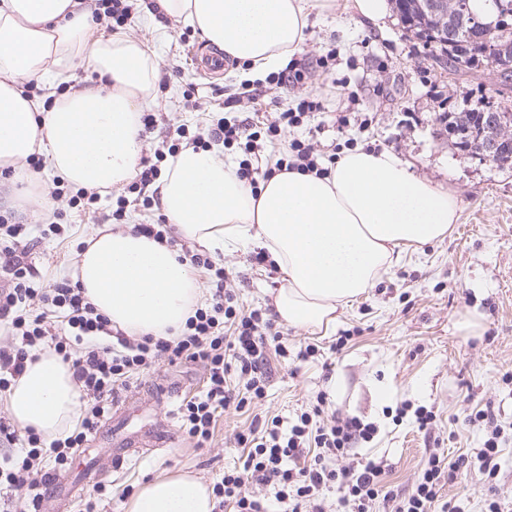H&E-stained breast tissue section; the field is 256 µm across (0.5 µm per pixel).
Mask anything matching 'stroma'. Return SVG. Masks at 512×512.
Masks as SVG:
<instances>
[{"label": "stroma", "mask_w": 512, "mask_h": 512, "mask_svg": "<svg viewBox=\"0 0 512 512\" xmlns=\"http://www.w3.org/2000/svg\"><path fill=\"white\" fill-rule=\"evenodd\" d=\"M345 2L328 0L312 12L306 45L292 65L310 69L327 59L326 79L352 97L346 124H335L326 112L312 113L292 136L262 149L258 164L274 166L287 155L294 137L311 143L324 162L356 147L388 149L407 162L414 177L455 192V224L443 238L407 248L398 265L381 273L334 326L288 328V358L267 355L266 398L255 410L224 413L210 447H195L177 414L183 399L203 391L201 366L162 364L134 381L124 396L147 400L146 411L107 416L78 460L52 470L78 487L79 495L66 507L46 496L40 512H126L129 496L164 473H189L213 485L224 469L241 463L245 451L236 436L251 428L254 415L294 420L321 390L337 416L377 426L375 441L357 444L355 453L384 461L386 481L395 491L409 492L429 454L438 450L449 461L465 460L472 472L442 490L456 512H486L491 492L502 512H512V163L483 162L461 151L439 119L452 107L512 104V80H503L490 63L464 74H445L430 48L404 28L398 15H391L384 29L374 30L344 11ZM124 31L151 46L162 82L148 106L156 121L141 133L140 154L149 159L167 149L178 126L204 134L224 117L271 120L322 91L317 80L276 90L263 78L246 83L235 75L201 77L189 50L207 45L203 33L192 25L148 16L141 8ZM189 88L201 102L200 110H184L182 94ZM250 88L263 89V96L249 99ZM54 187L47 168L36 184L23 177L0 183V211L29 225L34 245L26 261L38 270L46 289L72 280L80 246L103 227L107 208L103 202L94 210L71 205L73 189L64 188L56 197ZM51 224L61 225L62 234L48 233ZM257 253L251 246L209 252L211 260L230 271L226 286L244 312L270 308L283 285L281 272L270 262L256 263ZM345 333L351 336L348 344L330 352L332 341ZM309 343L320 347V357L297 359V351ZM404 401L432 410V428L419 429L410 414L395 420L396 406ZM481 410L489 412V419L469 425L468 415ZM165 424L173 428L169 443L134 449L121 466H113L114 437ZM491 437L499 448L500 471L490 492L474 473L481 464L479 452Z\"/></svg>", "instance_id": "35a3bbf8"}]
</instances>
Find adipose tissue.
Wrapping results in <instances>:
<instances>
[{
    "label": "adipose tissue",
    "instance_id": "1",
    "mask_svg": "<svg viewBox=\"0 0 512 512\" xmlns=\"http://www.w3.org/2000/svg\"><path fill=\"white\" fill-rule=\"evenodd\" d=\"M164 15L198 27L242 78L280 68L300 53L320 0H157ZM85 0H0V175L31 154L56 176L95 190L132 180L140 157L139 114L158 80L154 55L117 31L97 33ZM83 59L103 85L70 88L52 107L28 93ZM162 212L186 239L209 247L256 244L283 274L275 311L306 330L334 325L339 307L370 288L405 246L443 237L457 219L454 192L413 177L394 152H345L328 176L282 171L258 191L213 152L184 147L161 173ZM76 282L113 327L131 336L178 332L200 302L191 270L167 244L128 224L89 236ZM80 391L67 364L42 352L12 380L7 406L21 430L68 435ZM211 490L188 473L155 477L126 512H213Z\"/></svg>",
    "mask_w": 512,
    "mask_h": 512
}]
</instances>
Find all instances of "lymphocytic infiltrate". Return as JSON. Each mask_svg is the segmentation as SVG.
<instances>
[{
    "mask_svg": "<svg viewBox=\"0 0 512 512\" xmlns=\"http://www.w3.org/2000/svg\"><path fill=\"white\" fill-rule=\"evenodd\" d=\"M322 108L320 99L302 100L296 109L279 112L261 133L248 119L236 118L218 122L206 136L190 137L182 129L177 135L198 149L206 148L211 139L227 145L239 141L248 155L260 143L278 142L288 129L300 127L310 113ZM0 231L9 240L0 249V271L7 276L6 287L0 289V324L8 336L7 343L0 345V392L9 388L28 361L50 349L69 364L83 401L80 424L66 438L47 444L30 430L20 453L0 456V512H38L51 478L44 459L67 464L134 377L162 363L202 365L208 387L183 401L179 415L183 432L203 448L212 442L223 413L263 399L261 364L267 349L283 358L288 355L274 320L259 309L240 312L233 292L225 286L224 268L192 250H184L181 260L209 271L214 287L208 303L195 310L176 337L131 338L113 330L108 317L85 300L78 286L37 287L36 272L20 253L30 245L26 225L10 223L0 215ZM228 325L233 328L229 334L224 331ZM327 400L326 392H318L291 424L274 417L237 435L246 455L213 485L218 512L227 507L232 512H325V496L334 489L350 512H373L380 499L393 502L394 512H448L441 490L459 472L460 462L432 453L411 492L394 494L383 481L384 462H363L351 455L354 445L373 440L375 427L354 417H328ZM264 487L273 488V498L261 496Z\"/></svg>",
    "mask_w": 512,
    "mask_h": 512,
    "instance_id": "f902f5d3",
    "label": "lymphocytic infiltrate"
}]
</instances>
